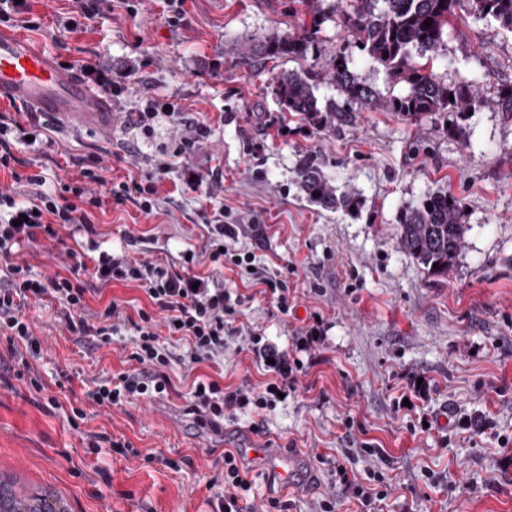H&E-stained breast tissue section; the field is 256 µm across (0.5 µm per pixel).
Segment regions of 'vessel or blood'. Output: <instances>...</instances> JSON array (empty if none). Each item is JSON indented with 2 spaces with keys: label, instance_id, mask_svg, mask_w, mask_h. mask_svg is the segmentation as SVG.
Returning <instances> with one entry per match:
<instances>
[{
  "label": "vessel or blood",
  "instance_id": "b4317fda",
  "mask_svg": "<svg viewBox=\"0 0 512 512\" xmlns=\"http://www.w3.org/2000/svg\"><path fill=\"white\" fill-rule=\"evenodd\" d=\"M0 101L76 129L112 132V107L105 96L84 84L76 70L61 67L13 31L0 30ZM297 461L285 451L268 454L270 469L284 481Z\"/></svg>",
  "mask_w": 512,
  "mask_h": 512
}]
</instances>
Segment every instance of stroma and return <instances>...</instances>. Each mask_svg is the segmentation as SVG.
<instances>
[{"label": "stroma", "mask_w": 512, "mask_h": 512, "mask_svg": "<svg viewBox=\"0 0 512 512\" xmlns=\"http://www.w3.org/2000/svg\"><path fill=\"white\" fill-rule=\"evenodd\" d=\"M37 28H8L41 45L58 63L94 59L119 76L112 100V133L44 121V145L20 148L25 164L70 180L76 159L98 157L114 181L141 179L177 133L160 122L153 137L134 129L132 113L162 97L179 104L187 122L207 123L211 135L186 157L170 158L153 215L132 199H106L97 214L102 249L146 260L199 255L193 271L212 265L204 253L207 217L237 215L238 249L276 273L294 267L298 301L280 315L261 286L220 271L224 285L246 296L240 322L262 327L276 347L320 317L323 337L303 354L297 390L263 417L240 413L220 428L198 421L188 394L195 378L227 387L260 385L267 377L240 339L222 355L192 367L173 364L168 395L119 407L87 403L94 380L135 369L134 331L122 328L110 344L76 341L51 307L28 317L47 351V386L18 376L0 343V471L28 488L50 486L71 512H211L206 484L216 449L237 452L256 478V504L275 498L288 512H315L321 498L336 512H357L323 457L342 459L366 489L387 491L371 512H512V119L487 106L459 140L431 116L406 120L381 108L355 113L340 131L316 130L281 111L274 78L300 69L297 61L249 66L231 46L295 26L293 0H186L179 26H169L165 0H128L88 29L58 28L69 0H32ZM469 54H462L461 44ZM346 55L363 82L386 95L404 92L385 69L356 48L338 15H329L314 50L318 62ZM445 78L479 76L483 93L512 80V35L472 20L448 31L445 55L434 58ZM318 155L339 191L362 207L349 215L306 201L296 168ZM206 177L193 190L188 174ZM444 190L469 210V230L448 275L431 274L398 246L397 214L425 194ZM67 231L27 250L35 277L67 273L76 264ZM84 420L72 425L73 408ZM429 430H422V421ZM108 433L127 454L89 452V437ZM300 454L314 470L310 489L286 487L267 458L250 455L254 435ZM155 454L144 462V454Z\"/></svg>", "instance_id": "obj_1"}]
</instances>
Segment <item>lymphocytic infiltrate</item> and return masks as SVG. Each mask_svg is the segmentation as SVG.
I'll use <instances>...</instances> for the list:
<instances>
[{
  "label": "lymphocytic infiltrate",
  "instance_id": "lymphocytic-infiltrate-1",
  "mask_svg": "<svg viewBox=\"0 0 512 512\" xmlns=\"http://www.w3.org/2000/svg\"><path fill=\"white\" fill-rule=\"evenodd\" d=\"M24 132V125L11 113H0V171L11 172L13 178L11 186L0 187V259L7 263L4 276L0 277V342L35 389L45 387L40 373L44 347L27 316L28 309L54 304L72 335L91 336L107 343L126 323L127 316L113 300L99 309H90L89 298L95 295L97 286L134 282L154 306L153 311L138 313L137 338L131 353L137 368L96 383L85 394L88 402L118 406L167 394V371L174 357L160 341L158 331L162 328L186 341L190 363L222 354L230 337L242 336L255 358L266 364L271 377L259 387L246 383L226 389L214 380L194 382L189 401L194 412L210 423L219 422L227 414L272 410L280 394L296 391L298 375L303 371L300 361L289 359L287 351L272 346L262 329L237 325L243 295L226 288L216 273L192 274L193 253H185L177 267L139 260L125 252L116 254L101 249L96 241L94 212L102 208L104 196L119 202L137 195L141 210L152 214L164 168L131 183L112 184L103 195L97 187L104 179L97 172L96 161L90 160L81 163L76 178L56 189L46 169L25 175L16 172V151L18 144L25 141ZM62 228L75 238L76 247L70 250V257L89 258V266L68 276L57 273L40 280L29 265L15 262L19 247L43 237L56 238ZM238 234V226L225 223L223 216L211 220L207 247L212 262L234 266L252 282L265 285L277 311L288 314L295 297L287 274L267 276L256 266L253 255L234 249ZM212 467L215 474L209 484L217 489L212 498L213 512H257L250 496L254 480L236 456L225 452L213 460Z\"/></svg>",
  "mask_w": 512,
  "mask_h": 512
}]
</instances>
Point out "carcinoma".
<instances>
[{
  "label": "carcinoma",
  "instance_id": "obj_1",
  "mask_svg": "<svg viewBox=\"0 0 512 512\" xmlns=\"http://www.w3.org/2000/svg\"><path fill=\"white\" fill-rule=\"evenodd\" d=\"M324 0H298L302 9L296 29L281 34L269 32L249 40L238 56L248 61L286 58L305 60L313 53L322 25L327 19ZM466 14L512 33V0H353L342 11L344 29L356 39L361 51L380 64L391 79L406 86L402 95L383 96L373 86L360 81L347 58L335 56L320 67L285 71L274 79V94L281 110L294 112L315 129L336 132L349 123L352 113L367 107H382L406 120L423 115L451 117L448 133L466 139L467 112L492 106L512 117V82L498 85L493 96L480 91L476 80L450 82L416 57H438L446 50L448 28ZM432 22L430 27L424 21ZM328 79L336 87L339 100L321 103L318 84ZM296 184L310 203L324 210L353 214L360 210L359 197L333 186L316 155L303 158L296 170ZM399 248L435 275L448 271L462 249L468 231L465 203L450 191L426 194L418 202L404 206L398 216ZM19 478L0 471V496L20 502L31 501L29 509L18 512H67L57 508L61 495L38 486L17 491Z\"/></svg>",
  "mask_w": 512,
  "mask_h": 512
}]
</instances>
